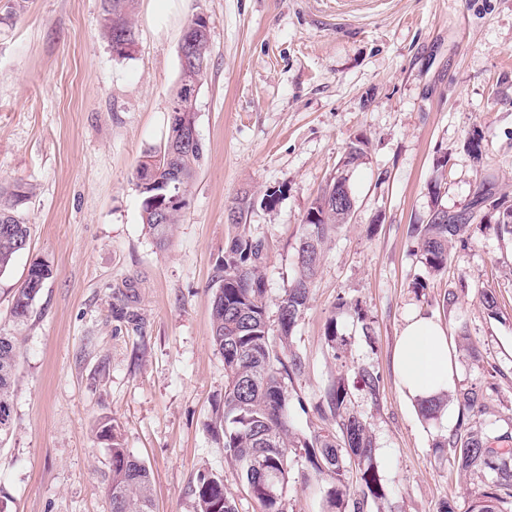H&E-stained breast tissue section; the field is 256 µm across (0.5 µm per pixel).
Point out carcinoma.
I'll return each instance as SVG.
<instances>
[{"label":"carcinoma","mask_w":512,"mask_h":512,"mask_svg":"<svg viewBox=\"0 0 512 512\" xmlns=\"http://www.w3.org/2000/svg\"><path fill=\"white\" fill-rule=\"evenodd\" d=\"M133 5L134 0H102L100 35L120 58L130 55L123 49L121 38L136 41ZM366 148L367 141L360 137L350 143L339 179L349 182L351 170L363 163ZM144 157L155 169V185L149 188L137 184L142 223L156 246L164 248L181 210L172 209L162 217L153 200L175 173L184 178L186 190H191L204 147L178 145L169 135L163 148L147 151ZM284 193L281 186L259 194L243 190L233 198L227 220L241 224L255 205L271 209ZM27 198V188L20 183L0 191V274L27 247L29 227L19 215ZM342 203L348 205L350 200L342 193L336 194V182L332 181L313 199L303 217L297 275L277 304V336L271 335L267 316V288L259 266L261 242L245 234L229 238L214 280L212 342L224 360V409L220 420L224 450L240 469L260 512H287L285 497L295 468L306 478H330L326 499L333 512H365L386 499L370 424L350 408L344 379H337L314 405L322 419L334 423V429L291 439L290 391L285 380L300 375L305 366L302 353L293 346L294 332L307 308L325 247L340 226L338 209ZM470 221L469 213L451 221L442 213L429 224L412 225L421 263L428 271L439 273L447 268L453 244L467 247ZM32 268L36 269L34 278L24 281L12 297L11 316L17 323L28 320L33 301L52 274L44 262H36ZM18 356L17 337L0 332V439L8 436L13 424ZM357 379L366 395L378 399L381 378L374 369H359ZM447 400L443 394L418 401L421 416L437 418ZM455 400L459 408L456 428L438 436L433 446L452 449L460 471L480 474L477 512H503L501 505L512 504V432L476 421L487 410L483 389H460ZM101 437L108 441L111 512H154L147 467L111 429L103 428ZM192 492L198 512H237L219 474L201 475Z\"/></svg>","instance_id":"carcinoma-1"}]
</instances>
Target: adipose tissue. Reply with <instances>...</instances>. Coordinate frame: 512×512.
Wrapping results in <instances>:
<instances>
[{"mask_svg": "<svg viewBox=\"0 0 512 512\" xmlns=\"http://www.w3.org/2000/svg\"><path fill=\"white\" fill-rule=\"evenodd\" d=\"M393 363L407 396L425 399L446 391L453 364L443 327L430 316L412 314L397 338Z\"/></svg>", "mask_w": 512, "mask_h": 512, "instance_id": "obj_1", "label": "adipose tissue"}]
</instances>
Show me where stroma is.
Listing matches in <instances>:
<instances>
[{
    "instance_id": "1",
    "label": "stroma",
    "mask_w": 512,
    "mask_h": 512,
    "mask_svg": "<svg viewBox=\"0 0 512 512\" xmlns=\"http://www.w3.org/2000/svg\"><path fill=\"white\" fill-rule=\"evenodd\" d=\"M155 7L135 0V50L120 58L100 36L101 0H0V184L33 187L20 209L28 247L0 275V328L12 325L29 265L52 270L18 330L0 507L110 512L109 459L93 433L107 417L148 467L156 512H197L192 489L204 472L223 475L238 512H259L217 433L225 378L211 342L212 281L230 237L262 241L276 318L302 219L363 135L353 219L328 248L294 333L305 366L288 389L307 404L293 409L294 426L323 428L313 406L344 377L371 424L383 512H439L446 501L468 512L480 477L433 446L454 429L458 406L422 419L394 374L393 350L417 311L454 349L467 332L481 359L455 350L451 388L494 383L487 418L512 423V235L497 229L512 209V0H183L164 28ZM196 14L211 43L196 101L204 161L161 250L142 224L133 170L166 141L180 39ZM278 185L287 191L275 208L228 223L238 192ZM470 210L478 221L468 247L428 272L412 225ZM126 288L135 325L115 298ZM485 290L496 312L481 303ZM332 318L347 338L336 358L325 336ZM494 365L502 376L490 377ZM363 366L381 376L378 399L355 379ZM327 487L293 474L287 512H327Z\"/></svg>"
}]
</instances>
